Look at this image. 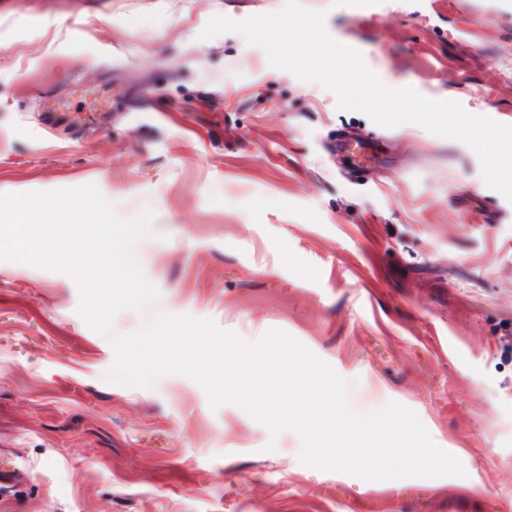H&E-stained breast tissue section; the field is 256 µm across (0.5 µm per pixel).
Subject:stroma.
I'll list each match as a JSON object with an SVG mask.
<instances>
[{
    "mask_svg": "<svg viewBox=\"0 0 512 512\" xmlns=\"http://www.w3.org/2000/svg\"><path fill=\"white\" fill-rule=\"evenodd\" d=\"M330 2L301 0L387 87L512 125V0ZM284 4L0 0V194L93 183L150 209V312L288 335L354 411L413 410L464 476L317 469L297 431L187 377L108 383L74 278L0 262V454L39 470L0 512H512V202L463 143L339 109L241 33L200 37ZM345 129L377 143L354 174Z\"/></svg>",
    "mask_w": 512,
    "mask_h": 512,
    "instance_id": "1",
    "label": "stroma"
}]
</instances>
